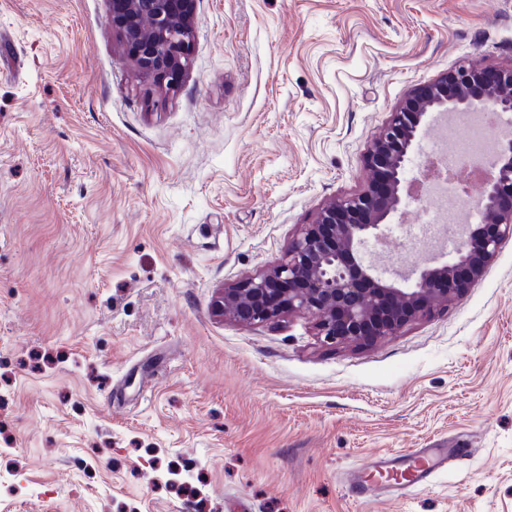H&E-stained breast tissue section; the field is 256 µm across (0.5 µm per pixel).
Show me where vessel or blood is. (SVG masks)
I'll return each instance as SVG.
<instances>
[{
    "instance_id": "b4317fda",
    "label": "vessel or blood",
    "mask_w": 512,
    "mask_h": 512,
    "mask_svg": "<svg viewBox=\"0 0 512 512\" xmlns=\"http://www.w3.org/2000/svg\"><path fill=\"white\" fill-rule=\"evenodd\" d=\"M448 455L444 448H419L366 463L354 472L348 488L354 497L367 493L373 480L388 489H404L427 484L440 472Z\"/></svg>"
}]
</instances>
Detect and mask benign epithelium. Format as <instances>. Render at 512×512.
<instances>
[{
    "mask_svg": "<svg viewBox=\"0 0 512 512\" xmlns=\"http://www.w3.org/2000/svg\"><path fill=\"white\" fill-rule=\"evenodd\" d=\"M112 26L140 74L178 87L188 62L192 33L186 0H121ZM479 63L459 67L415 88L370 145L365 161L375 178L355 197L323 207L304 224L276 264L219 289L212 311L238 323H268L295 313L317 318L327 344L366 343L392 336L427 316L439 301H451L479 278L502 242L512 238V140L499 144L494 174L475 203L480 220L470 225L448 261L425 267L408 285L382 278L365 259L380 241L381 223L398 209L404 173L417 134L436 112L478 110L487 118L512 112V68L493 77ZM492 224L491 234L484 226Z\"/></svg>",
    "mask_w": 512,
    "mask_h": 512,
    "instance_id": "1",
    "label": "benign epithelium"
}]
</instances>
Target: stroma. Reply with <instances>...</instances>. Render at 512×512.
Returning <instances> with one entry per match:
<instances>
[{
    "label": "stroma",
    "mask_w": 512,
    "mask_h": 512,
    "mask_svg": "<svg viewBox=\"0 0 512 512\" xmlns=\"http://www.w3.org/2000/svg\"><path fill=\"white\" fill-rule=\"evenodd\" d=\"M0 512H512V238L449 306L370 344L216 318L224 284L364 190L411 91L512 66V0H193L182 84L108 0H0ZM467 133L430 120L407 166ZM402 200L381 265L446 261ZM470 448L361 499L367 458Z\"/></svg>",
    "instance_id": "35a3bbf8"
}]
</instances>
